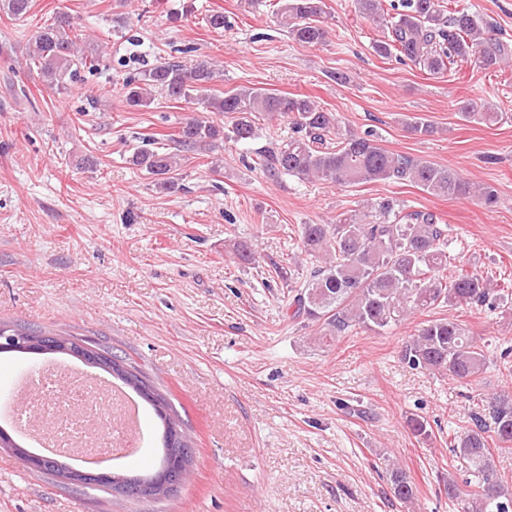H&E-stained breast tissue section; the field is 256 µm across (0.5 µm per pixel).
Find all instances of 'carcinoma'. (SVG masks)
Returning a JSON list of instances; mask_svg holds the SVG:
<instances>
[{"label": "carcinoma", "mask_w": 512, "mask_h": 512, "mask_svg": "<svg viewBox=\"0 0 512 512\" xmlns=\"http://www.w3.org/2000/svg\"><path fill=\"white\" fill-rule=\"evenodd\" d=\"M324 0H282L277 9L288 37L308 46L328 42L321 16ZM367 18L385 22L384 39L374 52L409 61L432 76L450 71L457 60L476 59L493 69L512 58V43L495 37L493 25L465 10L447 12L438 0H401L395 13L383 0H356ZM31 0H0V13L22 19ZM29 66L46 85L61 93L96 72L103 62L99 45L76 28L74 18L58 11L51 23L36 31L28 50ZM217 78L212 62L199 59L185 65L173 59L128 72L122 79L123 101L129 107H147L152 93L161 91L179 101H196L207 112L225 118L218 123L196 116L178 122L170 150L152 137V148H138L130 162L167 192L181 189L179 171L186 153L216 147L224 140L248 143L258 137L259 118L288 120L293 135L257 153L254 164L266 175H291L301 181L318 180L343 186L377 181L409 182L422 191L446 198H474L486 207L498 196L488 185L467 181L454 169L379 147L371 132H336L334 113L318 107L302 94H279L263 88L242 87L221 95L210 93ZM462 117L483 125L496 124L501 114L471 103L460 107ZM379 220L363 222L351 215L332 224H305L302 250L321 255L293 298L295 315L321 324L323 336H341L357 329L380 333L415 312L439 305L496 308L502 290L479 274L448 276L447 227L432 212L404 211L393 198L370 205ZM489 343H479L462 324L430 320L412 337L403 359L414 368L435 371L469 384L490 362ZM501 450L512 445V391L503 390L487 401L484 412L472 418V427L457 437L451 448L466 474L467 490L448 477L446 492L457 512H512V496L504 478L493 468L489 442ZM389 483L402 503L414 499L413 482L404 469L392 464Z\"/></svg>", "instance_id": "obj_1"}]
</instances>
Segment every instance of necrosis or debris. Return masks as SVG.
Returning a JSON list of instances; mask_svg holds the SVG:
<instances>
[{"label": "necrosis or debris", "instance_id": "obj_1", "mask_svg": "<svg viewBox=\"0 0 512 512\" xmlns=\"http://www.w3.org/2000/svg\"><path fill=\"white\" fill-rule=\"evenodd\" d=\"M26 384L36 405L17 407L15 415L30 427H41L60 453L81 460L133 442L123 422V404L112 390H92L85 376H68L50 368L33 372Z\"/></svg>", "mask_w": 512, "mask_h": 512}]
</instances>
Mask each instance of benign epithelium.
I'll use <instances>...</instances> for the list:
<instances>
[{
	"instance_id": "obj_1",
	"label": "benign epithelium",
	"mask_w": 512,
	"mask_h": 512,
	"mask_svg": "<svg viewBox=\"0 0 512 512\" xmlns=\"http://www.w3.org/2000/svg\"><path fill=\"white\" fill-rule=\"evenodd\" d=\"M0 349L35 354H67L82 363L101 369L137 388L139 395L144 389L132 376L130 368L123 364H112V356L93 345L70 337L19 336L0 331ZM157 415L163 423L164 466L149 476H116L110 473H90L74 470L67 464L56 461V479L65 485L111 487L125 497L136 499H157L183 485L190 476L189 455L185 440L179 428L166 418L161 400L151 398ZM0 447L19 457L30 470L38 471L43 465L44 456L29 451L17 443L4 429H0Z\"/></svg>"
}]
</instances>
